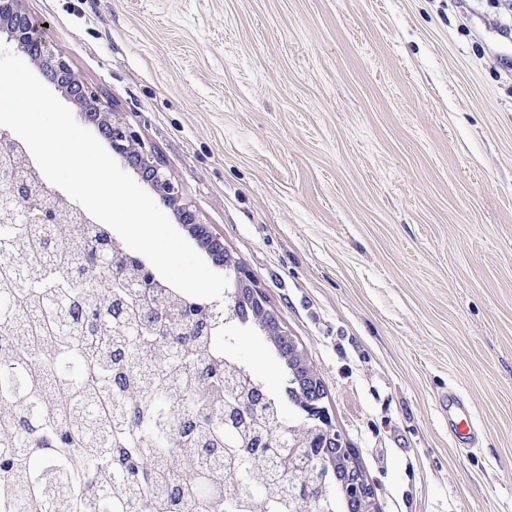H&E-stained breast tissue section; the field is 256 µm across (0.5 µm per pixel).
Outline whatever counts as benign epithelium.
Wrapping results in <instances>:
<instances>
[{
	"mask_svg": "<svg viewBox=\"0 0 512 512\" xmlns=\"http://www.w3.org/2000/svg\"><path fill=\"white\" fill-rule=\"evenodd\" d=\"M22 2L23 0H0V26L8 31L9 40L27 50L51 82L66 88L70 100L79 106V112L102 128L112 152L123 158L137 174L148 173L147 183L159 202L174 208L181 223L189 226L215 261L233 272L234 288L227 294L233 308L237 310L245 307L258 316L271 341L291 350L296 359L299 379L310 395V400L306 402L308 417L315 420L319 427V437L312 444V448L336 470L340 495L347 504L357 508V512H377L374 488L358 464L354 449L336 430L324 405L325 394L322 392L321 378L309 365L293 337L288 335L277 314L268 308L266 297L254 284L251 273L220 247V237L198 221L188 204L181 202L178 186L167 177L161 163L141 146L137 132L117 113L101 108L97 91L80 80L64 57L52 50L44 35L39 32L36 22L23 8ZM3 183L6 190L4 197L0 198V208L8 212V220L0 218L1 224H30L37 210L42 212V219L47 224L48 213L60 206L59 197L50 203L30 195L28 181L23 178L6 177Z\"/></svg>",
	"mask_w": 512,
	"mask_h": 512,
	"instance_id": "7a95c632",
	"label": "benign epithelium"
}]
</instances>
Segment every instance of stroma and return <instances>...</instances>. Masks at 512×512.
I'll list each match as a JSON object with an SVG mask.
<instances>
[{
	"label": "stroma",
	"mask_w": 512,
	"mask_h": 512,
	"mask_svg": "<svg viewBox=\"0 0 512 512\" xmlns=\"http://www.w3.org/2000/svg\"><path fill=\"white\" fill-rule=\"evenodd\" d=\"M319 373L379 512H512V38L489 0H24ZM224 348L282 392L258 333ZM478 439L448 430L449 390Z\"/></svg>",
	"instance_id": "obj_1"
}]
</instances>
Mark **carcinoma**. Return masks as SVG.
<instances>
[{"label": "carcinoma", "instance_id": "1", "mask_svg": "<svg viewBox=\"0 0 512 512\" xmlns=\"http://www.w3.org/2000/svg\"><path fill=\"white\" fill-rule=\"evenodd\" d=\"M61 220L0 224V512H341L332 472L300 479L318 426L291 366L271 393L224 355L222 328L188 314L206 303L144 287V263L112 253L107 227L80 236ZM91 243L116 287L88 270ZM280 432L294 465L271 479L261 463Z\"/></svg>", "mask_w": 512, "mask_h": 512}]
</instances>
